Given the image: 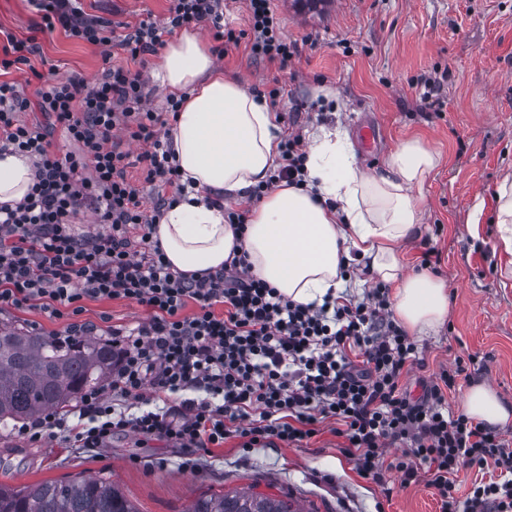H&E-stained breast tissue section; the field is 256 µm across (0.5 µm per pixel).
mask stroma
<instances>
[{
    "label": "stroma",
    "instance_id": "1",
    "mask_svg": "<svg viewBox=\"0 0 512 512\" xmlns=\"http://www.w3.org/2000/svg\"><path fill=\"white\" fill-rule=\"evenodd\" d=\"M168 0H83L85 13L136 24L160 21ZM272 7L283 33L298 46L287 65L257 61L245 46L227 47L225 75L249 86L280 84L276 105L281 134L299 124L303 134L343 125L357 136L374 125L373 149L356 146L363 166L380 167L408 137L422 138L441 154L423 189L420 232L403 249L408 270L430 254V273L448 285V320L419 337L424 368L404 384L420 396V382L455 359L467 360L461 389L490 384L512 405V268L496 250L491 222L494 194L512 175V0H336L314 22ZM40 51L11 74L25 96L39 75H79L95 82L123 55L104 57L99 47L62 29L39 34ZM447 74L441 109L420 99L426 78ZM82 320L104 331L146 319L144 307L126 300L88 299ZM43 336L63 333L65 320L38 308L0 311V325ZM342 440L323 430L305 448H244L238 439L187 456L181 449L132 433L115 435L92 450L56 444L33 447L0 426V484L20 489L42 481L100 475L111 480L137 512H187L200 496L251 487L289 495L312 512H439L425 482L402 485L390 476L379 485L362 476L341 450ZM392 495H385V487Z\"/></svg>",
    "mask_w": 512,
    "mask_h": 512
}]
</instances>
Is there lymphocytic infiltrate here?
I'll use <instances>...</instances> for the list:
<instances>
[{"mask_svg": "<svg viewBox=\"0 0 512 512\" xmlns=\"http://www.w3.org/2000/svg\"><path fill=\"white\" fill-rule=\"evenodd\" d=\"M30 3L41 18L38 30L62 28L120 50L128 63L91 85L76 75L45 80L31 98L0 80V153L27 156L34 168L24 199L0 206V309L40 308L66 319L69 337L94 329L79 319L86 299H123L149 315L132 328H109L106 384L84 389L70 414L48 410L15 427L16 436L31 444L56 438L72 448H100L122 432L186 450L231 437L245 448L301 447L332 422L346 456L375 483L385 484L390 472L405 486L425 482L440 512H512V440L448 402L463 359L436 374L422 399L403 388L402 378L423 360L390 312L386 285L376 284L361 302L341 295L302 304L255 276L245 255L195 277L173 270L152 239L162 209L180 201L185 186L166 122L150 105L145 58L164 35L207 22L215 40L244 42L254 59L287 63L297 46L283 35L271 0H244L245 30L225 25L224 0H170L164 21L147 18L124 31L88 17L80 0ZM33 108L53 118L76 151L58 155L46 128L21 123L19 113ZM123 137L142 144L133 159L146 182L168 188L152 206L126 176L132 157L120 148ZM305 160L299 135H289L268 185H302ZM268 185L254 187L251 199H261ZM84 208L101 232L73 233ZM190 303L196 311L188 316ZM160 394L180 396L178 408H150ZM119 398L140 403V411L118 409ZM473 464L494 473L455 497L460 471Z\"/></svg>", "mask_w": 512, "mask_h": 512, "instance_id": "lymphocytic-infiltrate-1", "label": "lymphocytic infiltrate"}]
</instances>
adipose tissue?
<instances>
[{
	"instance_id": "ef3b65f1",
	"label": "adipose tissue",
	"mask_w": 512,
	"mask_h": 512,
	"mask_svg": "<svg viewBox=\"0 0 512 512\" xmlns=\"http://www.w3.org/2000/svg\"><path fill=\"white\" fill-rule=\"evenodd\" d=\"M152 78L164 94L183 100L166 138L186 193L164 209L153 233L172 269L215 271L239 250L258 277L308 304L339 294L345 285L340 271L355 261L371 281L392 287L394 315L407 333L421 336L446 322L445 282L406 272L401 258L421 227L413 192L440 163L423 139L399 142L371 173L359 164L348 131L318 129L311 134L304 184L270 189L237 231L223 209L211 205L210 193L239 200L267 181L280 156L275 112L241 81L225 77L196 30L165 46ZM33 177L29 158L0 157V204L22 200ZM461 409L490 426L512 423V407L484 383L469 387Z\"/></svg>"
}]
</instances>
